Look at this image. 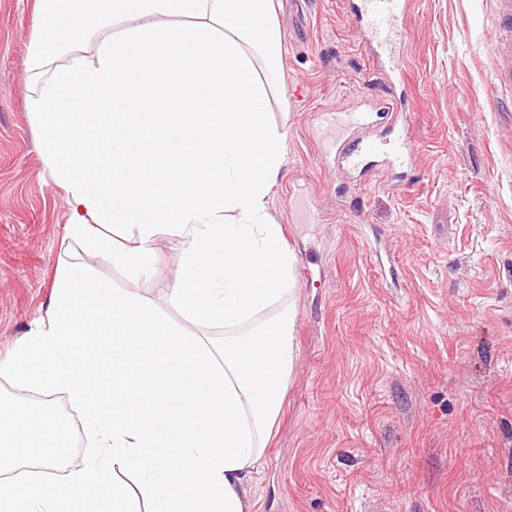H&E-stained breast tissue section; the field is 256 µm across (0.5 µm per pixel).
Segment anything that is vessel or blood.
Masks as SVG:
<instances>
[{
  "label": "vessel or blood",
  "instance_id": "1",
  "mask_svg": "<svg viewBox=\"0 0 512 512\" xmlns=\"http://www.w3.org/2000/svg\"><path fill=\"white\" fill-rule=\"evenodd\" d=\"M351 21L360 28L371 50L375 72L387 87L405 82L406 58L398 38L413 7L412 0H348ZM493 61L500 82L512 84V35L501 28L491 31ZM317 134L324 162L341 169L371 176L414 167L418 152L403 128L391 127L386 135L357 139L346 137L351 120L343 111L323 110L318 114Z\"/></svg>",
  "mask_w": 512,
  "mask_h": 512
}]
</instances>
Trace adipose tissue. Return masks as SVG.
I'll return each instance as SVG.
<instances>
[{
    "label": "adipose tissue",
    "mask_w": 512,
    "mask_h": 512,
    "mask_svg": "<svg viewBox=\"0 0 512 512\" xmlns=\"http://www.w3.org/2000/svg\"><path fill=\"white\" fill-rule=\"evenodd\" d=\"M276 0H37L27 108L66 192L67 235L139 270L196 328L66 265L45 317L0 359L18 393L65 396L94 455L49 481L55 414L0 402V512H247L243 486L293 362L281 300L296 256L267 211L288 133L266 112ZM69 64H61L62 55ZM183 275L147 266L160 235ZM223 330V340L212 333ZM44 448L29 456L28 443ZM135 473L136 493L116 469Z\"/></svg>",
    "instance_id": "ef3b65f1"
}]
</instances>
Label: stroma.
Returning <instances> with one entry per match:
<instances>
[{"mask_svg": "<svg viewBox=\"0 0 512 512\" xmlns=\"http://www.w3.org/2000/svg\"><path fill=\"white\" fill-rule=\"evenodd\" d=\"M398 189L320 163L321 108L383 93L346 0H280L269 119L288 164L267 210L297 256L294 359L252 512H512V87L493 0H413ZM35 0H0V357L44 316L60 263L153 297L68 238L27 110ZM505 31L508 30L502 28L491 30V48L499 81L512 84V34L504 36Z\"/></svg>", "mask_w": 512, "mask_h": 512, "instance_id": "stroma-1", "label": "stroma"}]
</instances>
